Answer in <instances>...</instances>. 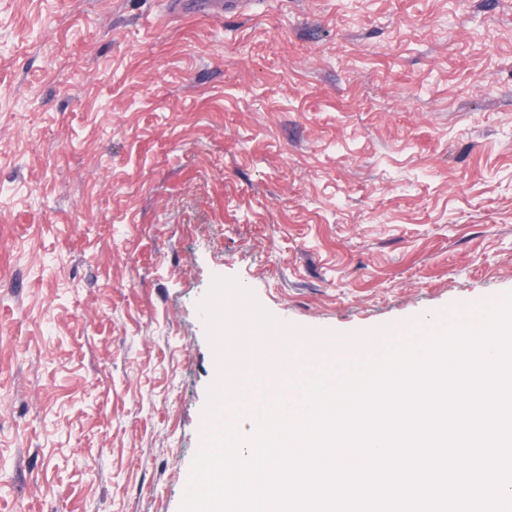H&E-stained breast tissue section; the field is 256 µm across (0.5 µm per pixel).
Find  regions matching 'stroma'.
<instances>
[{"label": "stroma", "instance_id": "stroma-1", "mask_svg": "<svg viewBox=\"0 0 512 512\" xmlns=\"http://www.w3.org/2000/svg\"><path fill=\"white\" fill-rule=\"evenodd\" d=\"M216 275L344 333L512 291V0H0V512H180Z\"/></svg>", "mask_w": 512, "mask_h": 512}]
</instances>
